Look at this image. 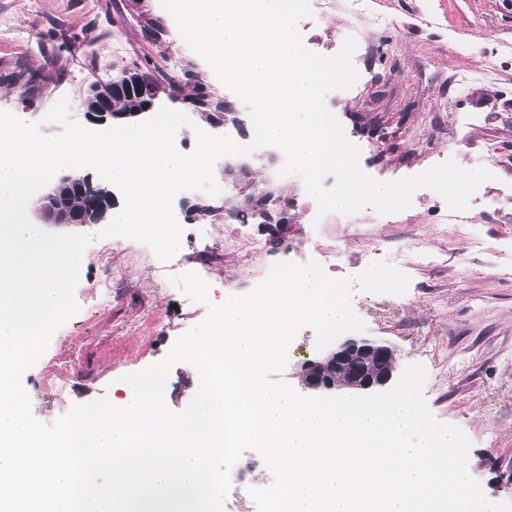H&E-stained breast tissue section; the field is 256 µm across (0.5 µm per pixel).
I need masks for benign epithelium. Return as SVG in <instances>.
I'll return each mask as SVG.
<instances>
[{"mask_svg": "<svg viewBox=\"0 0 512 512\" xmlns=\"http://www.w3.org/2000/svg\"><path fill=\"white\" fill-rule=\"evenodd\" d=\"M96 125H105L114 118L112 102L101 98L85 113ZM71 189V179L61 178L46 196L48 204L41 215L48 224H86L85 213L70 210L59 204L60 195ZM90 201V208L104 217L108 211L103 199L93 189L92 180L82 185ZM253 223L260 225L272 237L283 238L288 229V209L274 207L275 184L252 191ZM396 369L395 349L390 344L369 338H347L324 350L315 358L303 362L300 372L302 388L314 395L339 396L345 392L372 394L386 390L394 379Z\"/></svg>", "mask_w": 512, "mask_h": 512, "instance_id": "benign-epithelium-1", "label": "benign epithelium"}]
</instances>
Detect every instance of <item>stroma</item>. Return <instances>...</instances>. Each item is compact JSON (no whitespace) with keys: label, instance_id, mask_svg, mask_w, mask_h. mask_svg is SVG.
Masks as SVG:
<instances>
[{"label":"stroma","instance_id":"obj_1","mask_svg":"<svg viewBox=\"0 0 512 512\" xmlns=\"http://www.w3.org/2000/svg\"><path fill=\"white\" fill-rule=\"evenodd\" d=\"M157 19L166 31L158 42L146 29ZM299 28L308 48L332 54L346 37L357 40L359 79L325 104L360 147L366 173L391 181L449 159L493 173L472 196L468 223H450L445 200L428 188L398 213L319 215L302 180L279 177L258 148L244 180L287 189L284 245L251 223L187 222L178 203L180 249L170 261L138 241L91 242L78 312L22 377L32 412L49 423L73 405L120 396L122 376L163 360L207 316L173 275L199 274L220 304L278 261L313 259L342 278L384 260L410 286L402 295L355 293L364 337L392 345L397 369L426 367L423 396L470 440V474L487 497L512 501V0H331ZM134 65L159 77L196 70L213 97L245 108L176 35L160 0H0V110L33 122L65 97L82 120L90 87ZM20 68L39 71L41 87L5 81Z\"/></svg>","mask_w":512,"mask_h":512}]
</instances>
